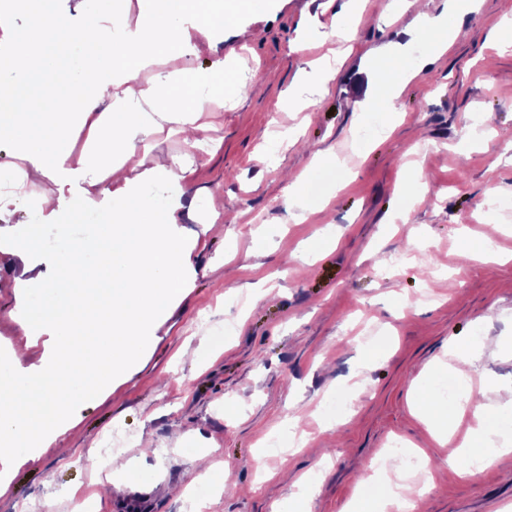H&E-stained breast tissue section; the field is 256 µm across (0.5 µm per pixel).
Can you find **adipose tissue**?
<instances>
[{"label":"adipose tissue","mask_w":512,"mask_h":512,"mask_svg":"<svg viewBox=\"0 0 512 512\" xmlns=\"http://www.w3.org/2000/svg\"><path fill=\"white\" fill-rule=\"evenodd\" d=\"M67 3L15 0L14 7H0V138L10 143L13 171L32 178L29 201L41 218L10 240L22 271L14 278L16 303L8 317L25 335L47 326L57 338L43 374L18 368L0 376V460L17 457L28 440L44 439L47 428L67 424L74 394H94L153 343L158 318L186 292L192 252L204 246L179 220L196 163L192 150L209 147L205 114L214 93L224 89V62L196 72L195 84L208 89L204 95L183 91L176 71L142 83L136 76L159 58L216 49L223 15L190 13L183 0H138L133 18L124 0L73 11ZM476 7V0H445L441 14L419 12L404 28V42L383 52L359 109L375 101L396 112L407 85L396 63L407 44L419 41L429 54L441 55L448 47L446 18L463 22ZM18 8L28 14L26 27L14 25ZM75 45L85 60L72 73L58 59ZM168 124L177 126L190 154L127 173L128 154ZM85 129L96 137L95 153L76 149ZM90 207L111 209L112 228H83L99 247L96 270L104 282L87 303L76 299L79 281L72 275L81 243L59 244L50 272L32 275L29 261L45 225L60 212L76 217ZM36 286L54 299L49 314L30 304ZM511 453L508 445L490 447L481 427L449 457H473L487 469Z\"/></svg>","instance_id":"ef3b65f1"}]
</instances>
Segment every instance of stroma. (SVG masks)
<instances>
[{
  "label": "stroma",
  "instance_id": "35a3bbf8",
  "mask_svg": "<svg viewBox=\"0 0 512 512\" xmlns=\"http://www.w3.org/2000/svg\"><path fill=\"white\" fill-rule=\"evenodd\" d=\"M324 0H262L229 14L216 53L183 64L229 63L233 106L214 112L211 153L199 156L187 190L184 227L206 235L193 253L190 286L162 318L154 342L97 399L73 396L70 427L0 462V512H117L131 491L144 512H186L198 457L212 466L201 512H294L310 488L307 512H355L375 458L398 439L428 459L435 480L413 492L415 512H512V455L463 479L448 462L419 399L450 375L478 379V419L512 423V215L490 212L485 190L512 202V46L491 28L512 16V0H484L466 17L435 64L413 80L397 108L402 124L363 141L361 67L379 65V48L402 41L415 16L379 19V0H357L341 15L349 39L324 36ZM339 73L325 96L288 90L314 54ZM278 134L289 140L273 147ZM180 133L164 130L137 147L125 168L168 163L185 154ZM266 163H258L259 155ZM303 176V207L289 212L284 174ZM215 196L222 209L196 214ZM498 225L489 235L490 225ZM492 236L491 253L463 241ZM20 271L0 244V347H26L40 372L55 355L51 329L19 334L6 314ZM232 325L222 345L211 333ZM467 344L466 361L450 353ZM121 432L127 468L94 463ZM278 450L265 454L267 439Z\"/></svg>",
  "mask_w": 512,
  "mask_h": 512
}]
</instances>
